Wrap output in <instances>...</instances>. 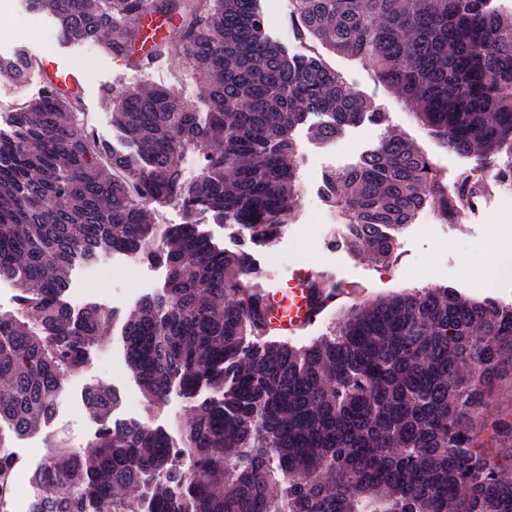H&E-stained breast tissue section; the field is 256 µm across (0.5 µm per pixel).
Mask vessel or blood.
Listing matches in <instances>:
<instances>
[{
  "instance_id": "vessel-or-blood-1",
  "label": "vessel or blood",
  "mask_w": 512,
  "mask_h": 512,
  "mask_svg": "<svg viewBox=\"0 0 512 512\" xmlns=\"http://www.w3.org/2000/svg\"><path fill=\"white\" fill-rule=\"evenodd\" d=\"M136 22L143 32L139 56L144 61H151L158 38L157 20L155 16L144 12L137 17ZM34 74L47 88L62 89L74 86L77 82L67 58L62 55L41 59ZM315 280L313 273L300 269L288 280L272 282L265 288L264 294L269 305L268 330L290 336L315 324L321 314L314 302L312 285Z\"/></svg>"
}]
</instances>
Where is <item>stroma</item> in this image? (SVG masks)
<instances>
[{"instance_id":"obj_1","label":"stroma","mask_w":512,"mask_h":512,"mask_svg":"<svg viewBox=\"0 0 512 512\" xmlns=\"http://www.w3.org/2000/svg\"><path fill=\"white\" fill-rule=\"evenodd\" d=\"M260 7L267 14L271 37L288 46L293 54L322 58L349 87L387 117L383 123L363 120L346 128L328 144L316 139L306 124L292 133L299 174L298 205L288 217L287 232L271 242L252 245V257L262 275L272 274L285 280L294 270L303 268L348 289L352 296L337 303L314 326L291 337V344H311L331 334L352 306L403 291L452 287L468 298L512 304V277L499 281L493 288L484 285L485 262L495 245L497 226L502 216L512 212V191L494 180H486L482 187L480 211H465L457 221L434 218L430 206L421 210L399 235L397 251L388 262H379L364 249L345 243L342 220L325 199L323 177L356 165L380 144L389 130L403 133L413 147L425 153L444 183H455L475 166L476 160L443 148L415 121L410 103L378 81L359 60L334 53L300 31L290 0H260ZM1 28L21 32L17 42L0 44L3 56L21 48L27 54L43 57L63 46L55 22L46 16L32 14L21 19L1 11ZM105 58L97 46L87 43L82 53L71 60L84 92V120L97 142L119 151L128 148L112 126V102L107 94L111 88L169 84L198 111H206L205 90L185 64L165 60L158 68L142 69L129 58L110 65ZM42 93L37 81L23 86L0 77V134L10 135L14 112ZM97 264L119 273L123 280L91 290L87 287L88 264L78 261L71 267L67 294L70 304L77 310L96 304L108 314L105 336L92 348L87 367L66 374L53 416L41 422L31 435L20 438L7 425H0V438L14 457L17 476L31 478L46 455L88 450L84 432L94 415L87 408L83 393L89 383L99 382L118 392L120 402L112 415L113 422H138L161 428L175 444L180 441L183 422L193 411L192 402L174 386L163 407L149 412L141 386L126 361V318L142 298L161 293L168 275L166 267L145 258L131 260L126 254L109 249L101 253Z\"/></svg>"}]
</instances>
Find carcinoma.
I'll use <instances>...</instances> for the list:
<instances>
[{
    "mask_svg": "<svg viewBox=\"0 0 512 512\" xmlns=\"http://www.w3.org/2000/svg\"><path fill=\"white\" fill-rule=\"evenodd\" d=\"M67 41L129 51L148 6L180 23L182 38L158 53L188 64L206 88L205 117L166 84L122 90L112 125L135 147L93 148L68 91L48 90L16 112L0 135V277L20 285L38 330L0 314V421L17 436L52 415L67 371L84 369L107 313H75L65 298L76 259L106 247L162 261L163 293L128 316L125 345L149 410L171 384L203 403L181 444L161 429L112 426L120 398L91 383L85 396L102 421L94 449L34 475L38 512H512V480L487 447L512 449V416L485 420L493 390L512 377V306L430 289L355 306L333 334L305 348L252 340L267 308L249 248H217L195 216L247 227L268 242L295 207L291 132L317 116L329 142L386 116L316 57L295 56L267 34L259 0H26ZM303 32L357 58L418 107L446 149L476 154L458 180L457 206L442 202L427 156L400 134L349 169L329 174L327 200L347 241L379 261L429 202L454 219L478 194L482 172L512 182V13L493 0H292ZM25 53L0 55V74L24 80ZM204 154L202 176L183 180L184 153ZM121 173L116 178L113 173ZM176 200L183 224L152 215ZM182 456L194 469L177 466ZM13 458L0 442V512ZM151 484L147 497L125 490Z\"/></svg>",
    "mask_w": 512,
    "mask_h": 512,
    "instance_id": "carcinoma-1",
    "label": "carcinoma"
}]
</instances>
